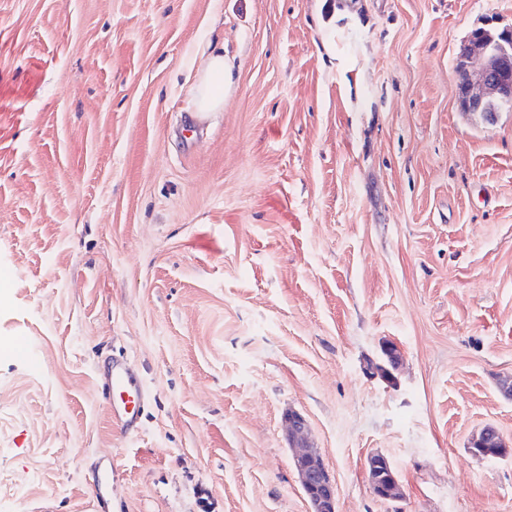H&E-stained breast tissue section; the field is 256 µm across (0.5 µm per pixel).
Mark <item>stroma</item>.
<instances>
[{"mask_svg":"<svg viewBox=\"0 0 512 512\" xmlns=\"http://www.w3.org/2000/svg\"><path fill=\"white\" fill-rule=\"evenodd\" d=\"M339 2L0 0V512L101 481L104 512H309L291 410L336 512H512V456L469 450L512 440V110L462 112L455 71L512 0ZM110 353L150 395L133 435ZM228 65L224 54L214 52L199 77L190 101V112H218L224 107V91L227 85ZM97 374L108 391L112 424L124 434L140 430L149 404L136 370L122 357H113ZM288 440L295 448L294 462L310 512H336V485L322 455L309 441V426L298 411L284 417ZM470 447L475 456L502 458L510 455L509 448L511 444L509 445L497 427L486 425L472 438ZM367 476H368V482L370 486V490L372 494L382 500H397L398 493H400V487L397 478L391 473L392 470V464L390 463L389 459L384 456L382 453H373L367 458ZM380 470H387L394 482L395 487L393 486V489H390L392 487L391 484H383L379 480V478L375 477V473H379Z\"/></svg>","mask_w":512,"mask_h":512,"instance_id":"1","label":"stroma"}]
</instances>
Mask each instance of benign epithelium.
Instances as JSON below:
<instances>
[{"instance_id": "obj_1", "label": "benign epithelium", "mask_w": 512, "mask_h": 512, "mask_svg": "<svg viewBox=\"0 0 512 512\" xmlns=\"http://www.w3.org/2000/svg\"><path fill=\"white\" fill-rule=\"evenodd\" d=\"M461 106L467 112L493 121L496 108L512 106V31L498 34L480 28L469 37L456 64ZM288 440L295 448L294 462L310 512H336V485L322 455L309 441V426L298 411L284 417ZM499 429L487 425L471 440V451L482 458H502L510 454ZM367 476L372 494L382 500H396L400 487L383 484L375 474L392 470V464L377 452L367 458Z\"/></svg>"}]
</instances>
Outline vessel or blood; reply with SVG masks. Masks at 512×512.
<instances>
[{
    "instance_id": "1",
    "label": "vessel or blood",
    "mask_w": 512,
    "mask_h": 512,
    "mask_svg": "<svg viewBox=\"0 0 512 512\" xmlns=\"http://www.w3.org/2000/svg\"><path fill=\"white\" fill-rule=\"evenodd\" d=\"M98 375L109 395L113 425L125 434L138 432L149 397L136 370L123 358L114 357Z\"/></svg>"
}]
</instances>
